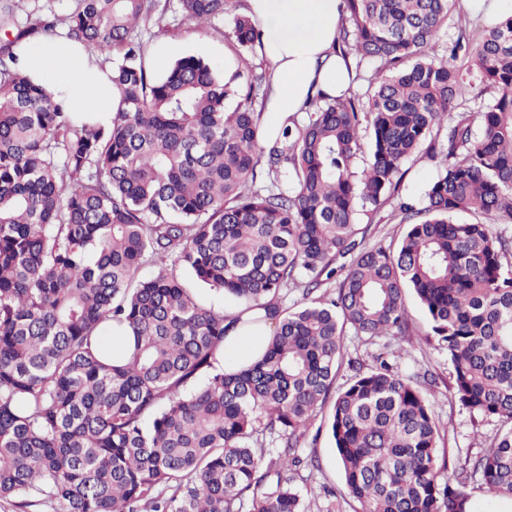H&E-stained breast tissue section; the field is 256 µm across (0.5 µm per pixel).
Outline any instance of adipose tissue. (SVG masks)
Masks as SVG:
<instances>
[{
  "mask_svg": "<svg viewBox=\"0 0 512 512\" xmlns=\"http://www.w3.org/2000/svg\"><path fill=\"white\" fill-rule=\"evenodd\" d=\"M342 6V0H246V14L262 26L258 52L271 71L262 117L263 144L272 145L289 118L303 113L314 95L336 97L352 87L353 63L334 50ZM19 62L49 94L85 119L103 120L118 108L110 69L64 36L26 44ZM273 329L272 321L260 319L258 311L243 314L227 334L217 355L218 366H226L232 358L251 361Z\"/></svg>",
  "mask_w": 512,
  "mask_h": 512,
  "instance_id": "1",
  "label": "adipose tissue"
}]
</instances>
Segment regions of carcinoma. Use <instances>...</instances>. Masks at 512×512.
<instances>
[{"instance_id": "obj_1", "label": "carcinoma", "mask_w": 512, "mask_h": 512, "mask_svg": "<svg viewBox=\"0 0 512 512\" xmlns=\"http://www.w3.org/2000/svg\"><path fill=\"white\" fill-rule=\"evenodd\" d=\"M178 2L184 21L228 15L243 50L261 43L229 0ZM458 2L343 0V53L376 64L368 105L318 94L263 147L266 74L226 82L193 55L164 77L147 69L135 31L164 20L162 0H75L65 18L70 40L116 57L121 108L94 123L21 70L14 47L54 21L0 0V502L305 512L286 473L329 402L357 512H482L470 469L512 499V239L497 230L512 224V17L443 46ZM421 152L440 172L417 207L400 193ZM394 200L398 248L365 244L359 221ZM346 255L336 291H321ZM181 269L233 306L201 304ZM409 293L425 341L447 352L454 397L509 425L454 480L428 371L403 377L382 361L334 391L346 330L411 335ZM255 308L275 324L263 355L212 369ZM124 328L133 346L114 365L109 341Z\"/></svg>"}]
</instances>
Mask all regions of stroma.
Wrapping results in <instances>:
<instances>
[{
  "mask_svg": "<svg viewBox=\"0 0 512 512\" xmlns=\"http://www.w3.org/2000/svg\"><path fill=\"white\" fill-rule=\"evenodd\" d=\"M167 2L169 30L162 33L151 25L142 27L139 38L145 48H152L158 41L167 39L179 46L182 54H193L218 66L223 65L226 55L238 53L239 48L231 33L230 23L219 22L205 28L188 25L181 20L178 0ZM406 305L413 329L411 336L368 337L347 332L346 363L339 370L335 386L343 388L354 368H374L381 358L386 359L395 371L405 376L421 368L430 370L437 378L436 384L429 391V398L440 431L441 452L452 463L468 456H478L501 432L502 425L497 419L471 413L457 401L449 388L452 366L447 355L422 340L428 329L424 311L414 297H407ZM327 420V414H320L301 442V458L305 460L317 457L318 468L304 464L294 471V483L304 495L307 512H323L325 501L312 495L313 489L322 486L335 489L338 512H356L358 504L345 488Z\"/></svg>",
  "mask_w": 512,
  "mask_h": 512,
  "instance_id": "1",
  "label": "stroma"
}]
</instances>
